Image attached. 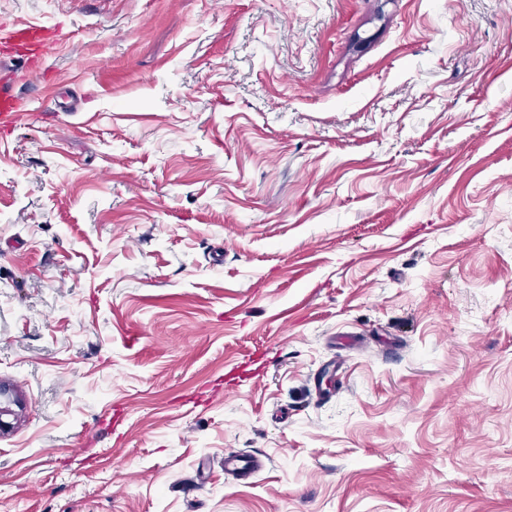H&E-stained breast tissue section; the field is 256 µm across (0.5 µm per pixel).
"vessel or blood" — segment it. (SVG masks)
Returning <instances> with one entry per match:
<instances>
[{
	"label": "vessel or blood",
	"instance_id": "vessel-or-blood-1",
	"mask_svg": "<svg viewBox=\"0 0 512 512\" xmlns=\"http://www.w3.org/2000/svg\"><path fill=\"white\" fill-rule=\"evenodd\" d=\"M54 31L36 24L18 23L0 26V124L10 126L17 122L23 105L14 90V66L22 64L28 75L39 76L40 59ZM224 469L246 479L259 470L257 460L237 450L224 453Z\"/></svg>",
	"mask_w": 512,
	"mask_h": 512
}]
</instances>
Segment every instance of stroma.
Listing matches in <instances>:
<instances>
[{"label": "stroma", "mask_w": 512, "mask_h": 512, "mask_svg": "<svg viewBox=\"0 0 512 512\" xmlns=\"http://www.w3.org/2000/svg\"><path fill=\"white\" fill-rule=\"evenodd\" d=\"M15 23L62 36L0 133V512H512V0ZM259 470L257 460L235 449L224 452V472L238 475L241 479L250 478Z\"/></svg>", "instance_id": "1"}]
</instances>
